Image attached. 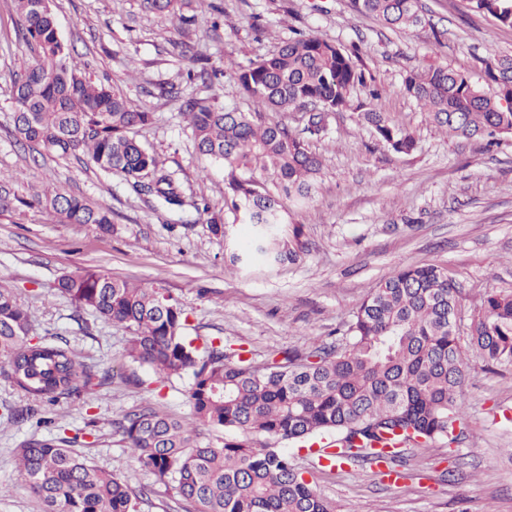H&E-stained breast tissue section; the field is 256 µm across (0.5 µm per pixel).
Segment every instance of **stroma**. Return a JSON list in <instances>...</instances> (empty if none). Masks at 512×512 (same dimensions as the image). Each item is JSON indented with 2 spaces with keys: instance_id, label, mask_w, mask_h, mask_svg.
I'll return each instance as SVG.
<instances>
[{
  "instance_id": "stroma-1",
  "label": "stroma",
  "mask_w": 512,
  "mask_h": 512,
  "mask_svg": "<svg viewBox=\"0 0 512 512\" xmlns=\"http://www.w3.org/2000/svg\"><path fill=\"white\" fill-rule=\"evenodd\" d=\"M420 3L423 23L400 30L357 15L349 0H182L185 20L177 24L145 11L142 0H51L83 74L153 112L138 138L172 172L185 201L178 207L136 195L83 158L17 141L9 90L32 57L13 0H0V184L22 196L30 182L52 180L109 209L113 225L103 233L24 207L0 215V284L31 311L32 335L66 341L82 360L111 372L80 397L39 408L48 420L42 427L26 417L35 401L0 374V512H40L19 479L17 455L27 440L47 436L70 440L133 489L151 486L137 512L179 508L172 486L140 467L116 423L146 403L191 421L189 381L161 384L132 363L128 331L76 312L57 288L63 275L90 268L171 294L196 346L220 340L248 350L258 364L329 343L369 290L402 266L447 265L468 313L484 291H512V139L490 149L479 138L449 136L402 92L415 67L448 65L475 76L488 51L512 56V28L474 12L469 0ZM293 29L358 45L361 64L385 90L382 111L416 132L418 148L394 153L354 113L329 114L326 135L309 139L321 159L313 199L289 205L286 215L285 231L302 228L299 258L232 273L226 245L246 244L252 229L229 225L225 239L207 230V214L194 204L223 210L224 169L200 159L180 101L165 89L173 84L252 111L225 64H247ZM460 401L457 442L410 449L395 482L370 464L326 469L322 438L281 448L336 512H512V366L488 370L471 358Z\"/></svg>"
}]
</instances>
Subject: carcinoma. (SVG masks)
Listing matches in <instances>:
<instances>
[{
  "instance_id": "1",
  "label": "carcinoma",
  "mask_w": 512,
  "mask_h": 512,
  "mask_svg": "<svg viewBox=\"0 0 512 512\" xmlns=\"http://www.w3.org/2000/svg\"><path fill=\"white\" fill-rule=\"evenodd\" d=\"M33 62L13 83L16 136L61 157L83 155L95 168L122 178L138 194L184 205L172 173L135 138L153 113L124 92L87 79L59 35L51 8L14 0ZM178 0H143L164 16ZM419 0H351L352 9L389 27L422 23ZM474 11L512 27V0H470ZM358 50L293 30L271 53L234 65L236 85L258 108L317 109L309 132L327 112L351 111L383 147L409 155L414 132L381 111L382 88L357 64ZM482 83L449 66L411 69L403 92L436 124L456 136L512 137V57L489 53ZM180 112L197 153L226 173L224 209L233 222L255 228L247 254L231 252L230 268L253 260L277 264L299 257L301 230L284 233L286 203L311 199L319 156L282 122L254 121L217 102L188 96ZM20 207L46 211L66 224L112 231V215L60 189L33 186L20 197L0 186V213ZM59 291L78 311H91L130 333L127 357L161 381L189 378L194 420L184 422L144 405L118 422L123 440L156 481L172 485L185 512H335L276 445L336 437L339 464L377 462L375 445L390 438L384 456L400 474L411 447L453 443L463 414L459 402L468 356L486 367L512 365V293L487 291L461 332L460 284L437 263L401 267L371 289L336 344L257 365L246 350L210 344L200 352L184 336L186 317L169 295L93 270L62 276ZM32 320L0 286V370L36 401L51 405L86 391L99 376L66 343L29 336ZM224 432L219 444L191 439L195 426ZM18 474L40 512H136L134 491L91 464L60 438L19 449Z\"/></svg>"
}]
</instances>
